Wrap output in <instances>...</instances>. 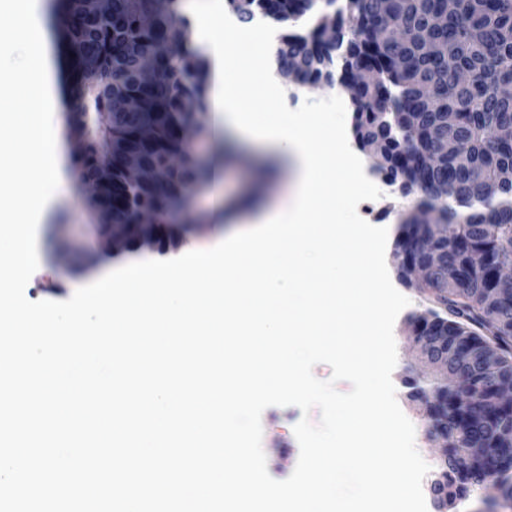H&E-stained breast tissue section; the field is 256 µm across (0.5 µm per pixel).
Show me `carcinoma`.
<instances>
[{"label": "carcinoma", "mask_w": 512, "mask_h": 512, "mask_svg": "<svg viewBox=\"0 0 512 512\" xmlns=\"http://www.w3.org/2000/svg\"><path fill=\"white\" fill-rule=\"evenodd\" d=\"M248 23L257 12L276 22L309 16L304 33L277 39L280 71L295 73V84L317 85L336 70L364 67L376 72L370 84L349 90L353 131L360 149L371 153L389 184L401 195H420L401 224L423 227L436 213L453 226L446 239L426 238L443 255L441 270L426 285L434 307L426 336L467 344L457 372L478 390L464 409L448 404L439 421L448 452L447 500L466 496L495 469L498 484L512 491V408L496 399L498 385L512 378V289L498 287L496 270L512 263V141L493 136L512 126V0H346L336 13V42L323 38L320 24L335 0H228ZM62 19L72 21L61 36L73 71L77 106L72 135L85 143L70 161L80 176L117 158L134 144L136 130L150 126L156 141L141 147L147 162L162 166L180 147L177 132L189 126L206 134L201 116L209 106V64L184 51L167 70L143 69L139 57L161 55L170 44L189 40L190 24L176 18L165 0H113L112 15L90 19L81 0H56ZM127 94L139 108L127 122L102 118L110 94ZM197 102L194 112L182 100ZM456 149L427 165L424 156L445 137ZM201 168L170 184L128 188L117 180L112 196L125 200L116 213L135 224L141 210H155L175 223ZM468 448H483L478 458Z\"/></svg>", "instance_id": "obj_1"}]
</instances>
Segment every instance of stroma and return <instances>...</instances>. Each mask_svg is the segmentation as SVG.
I'll return each mask as SVG.
<instances>
[{"label":"stroma","mask_w":512,"mask_h":512,"mask_svg":"<svg viewBox=\"0 0 512 512\" xmlns=\"http://www.w3.org/2000/svg\"><path fill=\"white\" fill-rule=\"evenodd\" d=\"M192 147L199 163L222 171L224 176V205L216 207L211 198V183L196 185L180 215L186 229L183 236L187 245L203 243L223 231L240 232L246 220L255 217L265 206L279 204L290 187L293 169L278 151L241 144L226 150L212 137L194 140ZM102 216L89 198L84 186L69 180L62 191L58 207L46 226L47 261L38 268L27 284L28 299L58 301L72 296L89 281L110 273L117 259L102 254L95 226ZM78 251L94 254L97 264L88 272L72 274L67 270L64 256ZM64 284V292H57V284ZM396 290L409 300L394 325L397 345V364L392 374L398 403L415 426L416 447L429 464L437 468L440 457L428 436V422L421 401L410 396L408 382L419 374L406 338L407 320L430 308L424 288L396 283ZM303 414L295 406H271L262 414V447L269 474L277 480L287 479L294 471L300 449L293 428Z\"/></svg>","instance_id":"stroma-1"}]
</instances>
